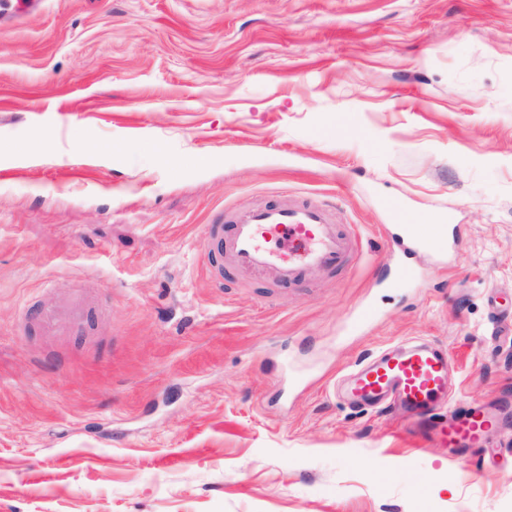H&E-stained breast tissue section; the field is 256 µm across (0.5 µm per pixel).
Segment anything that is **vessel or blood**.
Here are the masks:
<instances>
[{
	"mask_svg": "<svg viewBox=\"0 0 512 512\" xmlns=\"http://www.w3.org/2000/svg\"><path fill=\"white\" fill-rule=\"evenodd\" d=\"M38 2L0 0V22H20ZM449 232V227L438 226L437 238L431 241L416 225H402L393 243L399 254L394 277H414L418 253L444 252ZM203 246L213 262L225 260L245 271L271 273L282 282L334 271L361 250L352 229L340 227L327 205L292 198L277 205L222 212L220 220L204 225ZM84 315L79 307L64 315L48 306L40 319L45 329L53 330L80 323ZM343 393L363 407H398L406 417L408 435L451 448L483 445L492 422L491 414L479 406L445 417L437 414V403L448 397V357L426 345L384 348L362 359L350 370Z\"/></svg>",
	"mask_w": 512,
	"mask_h": 512,
	"instance_id": "obj_1",
	"label": "vessel or blood"
}]
</instances>
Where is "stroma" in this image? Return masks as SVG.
Masks as SVG:
<instances>
[{"label": "stroma", "mask_w": 512, "mask_h": 512, "mask_svg": "<svg viewBox=\"0 0 512 512\" xmlns=\"http://www.w3.org/2000/svg\"><path fill=\"white\" fill-rule=\"evenodd\" d=\"M42 2L0 25V512H512V417L462 453L331 392L419 337L512 396V0ZM290 197L364 261L213 280L203 225ZM388 198L455 227L410 285ZM85 315V310L77 306L73 308L67 315H62L59 311L51 306L43 308L40 319L46 330H53L61 325H74L80 323Z\"/></svg>", "instance_id": "stroma-1"}]
</instances>
